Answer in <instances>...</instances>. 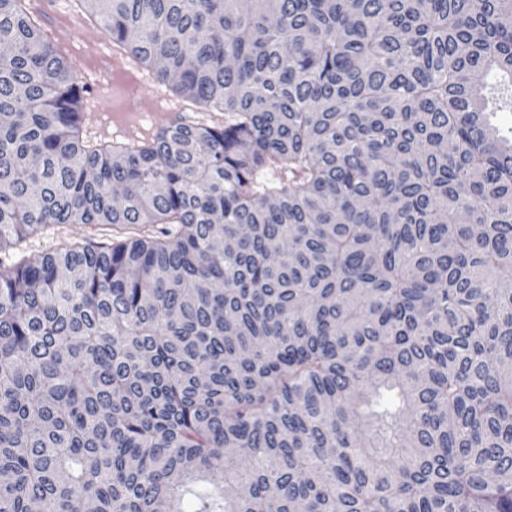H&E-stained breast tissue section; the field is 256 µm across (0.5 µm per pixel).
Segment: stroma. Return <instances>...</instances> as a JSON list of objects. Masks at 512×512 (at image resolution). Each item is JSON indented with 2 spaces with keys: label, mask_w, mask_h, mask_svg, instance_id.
Masks as SVG:
<instances>
[{
  "label": "stroma",
  "mask_w": 512,
  "mask_h": 512,
  "mask_svg": "<svg viewBox=\"0 0 512 512\" xmlns=\"http://www.w3.org/2000/svg\"><path fill=\"white\" fill-rule=\"evenodd\" d=\"M26 4L85 86L84 132L89 140L124 141L131 123L150 137L178 117L208 125L223 123V113L182 102L171 81L116 52L111 38L89 20L78 0H26ZM116 232L110 225L53 224L27 238L22 249L1 250L0 261L40 255L84 238L106 240Z\"/></svg>",
  "instance_id": "stroma-1"
}]
</instances>
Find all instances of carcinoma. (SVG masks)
Listing matches in <instances>:
<instances>
[{"instance_id": "carcinoma-1", "label": "carcinoma", "mask_w": 512, "mask_h": 512, "mask_svg": "<svg viewBox=\"0 0 512 512\" xmlns=\"http://www.w3.org/2000/svg\"><path fill=\"white\" fill-rule=\"evenodd\" d=\"M22 2L0 249L162 228L0 263V512H512V0H78L230 115L98 145ZM120 230L110 225L93 224H51L30 236L23 243V250L7 248L0 251V261L10 263L18 260L21 255H40L57 250L68 242L91 238L96 241L108 240Z\"/></svg>"}]
</instances>
